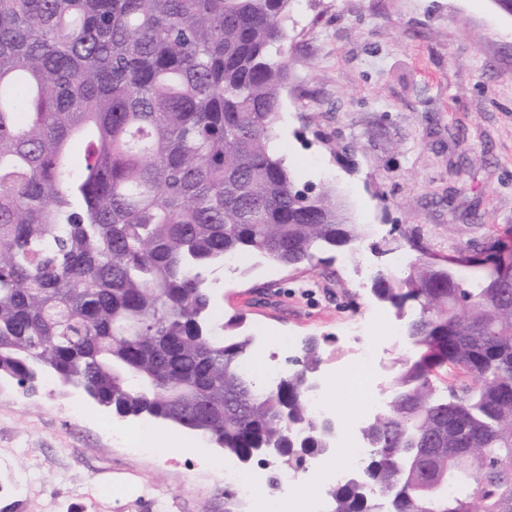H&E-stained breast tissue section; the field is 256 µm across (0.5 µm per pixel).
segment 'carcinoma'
<instances>
[{"instance_id":"obj_1","label":"carcinoma","mask_w":512,"mask_h":512,"mask_svg":"<svg viewBox=\"0 0 512 512\" xmlns=\"http://www.w3.org/2000/svg\"><path fill=\"white\" fill-rule=\"evenodd\" d=\"M292 0H0V380L51 377L120 418L284 471L334 454L308 405L318 344L272 385L215 315L214 271L284 267L365 235L279 154ZM84 143L77 170L72 140ZM371 291L416 348L331 512H512V279L469 286L421 242ZM465 377L439 390L432 376Z\"/></svg>"}]
</instances>
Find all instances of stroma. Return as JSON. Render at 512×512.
Segmentation results:
<instances>
[{
	"label": "stroma",
	"instance_id": "stroma-1",
	"mask_svg": "<svg viewBox=\"0 0 512 512\" xmlns=\"http://www.w3.org/2000/svg\"><path fill=\"white\" fill-rule=\"evenodd\" d=\"M287 31L280 153L298 185L336 187L366 236L295 270L225 264L217 313L244 316L268 360L316 338L326 378L354 338L402 327L371 280L406 273L405 239L450 258L512 243V16L494 0H293ZM394 238L402 248L384 251ZM325 401L337 430L360 432L348 385L328 381ZM146 426L152 451L135 456L80 389L0 381V512H225L223 474L198 465L223 453Z\"/></svg>",
	"mask_w": 512,
	"mask_h": 512
}]
</instances>
